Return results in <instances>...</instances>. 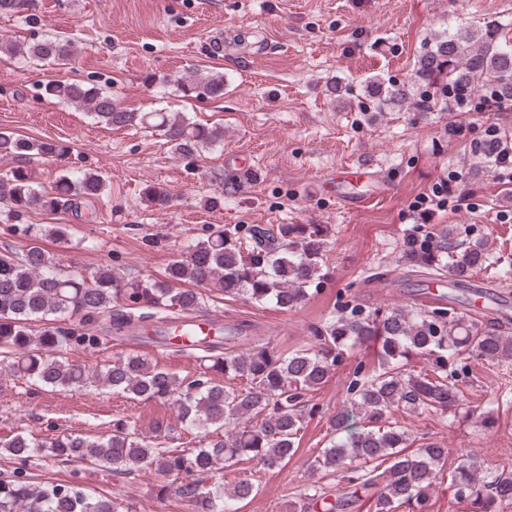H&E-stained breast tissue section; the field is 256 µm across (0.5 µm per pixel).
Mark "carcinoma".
Here are the masks:
<instances>
[{
  "instance_id": "1",
  "label": "carcinoma",
  "mask_w": 512,
  "mask_h": 512,
  "mask_svg": "<svg viewBox=\"0 0 512 512\" xmlns=\"http://www.w3.org/2000/svg\"><path fill=\"white\" fill-rule=\"evenodd\" d=\"M37 0H0V13L36 10ZM0 51L26 62L66 66L78 55L74 41L53 37L0 45ZM417 73L424 81L414 101L419 114L443 100L441 89L481 97L488 93L512 99V29L490 21L448 29L421 55ZM185 97L224 94V74L189 69L173 80ZM41 95L83 109L108 126L152 129L182 159L194 160L224 139L218 127L169 112H134L111 92L81 82L48 80ZM70 147L56 141L30 140L0 132V158L12 166L0 173V204L19 220L30 211L76 208L102 194L101 176L66 171L47 191L36 186L29 163L62 157ZM145 199L165 206L167 189L148 186ZM331 228L326 224H278L243 229L237 225L209 229L188 243L167 267L164 279L125 280L100 269L91 279L60 272L55 256L41 245L18 256L0 253V353L15 376L41 388L71 391L97 384L133 401H170L182 428L203 435L204 443L188 452L167 448L161 435H143L123 419L101 438L81 434L42 440L18 433L4 450L20 463L50 452L62 463L93 460L99 466L127 471L149 469L178 483L177 494L192 512H237L235 502L257 494L256 485L240 477L237 466L256 462L266 471L280 469L297 451L299 434L316 405L312 397L335 367L355 348H370L377 367L365 372L358 362L348 390L349 406L331 416V438L310 463L314 471L336 473L342 487L326 512L358 507L365 512H430L438 489L448 490L449 507L468 512H498L512 503V470L487 481L473 459L447 468L450 448L426 437L418 440L393 420L397 413L456 412L455 387L448 382V362L466 356L496 365L512 364V335L482 328L437 304L429 308H378L370 313L345 304L313 329L304 349L282 352L268 345L246 352L224 350L223 337L204 343V371L179 378L147 357L128 354L89 370L62 358L63 348L99 344L98 321L112 304L123 310L110 316L121 330L144 319V307L170 315L196 311L203 289L290 310L305 303L322 276ZM402 258L430 276L448 271L462 284L489 259L484 240L459 239L457 226L408 238ZM77 316L85 331L39 330L32 323L46 317ZM432 361L430 373L417 372L412 359ZM0 512H122L120 506L84 490L44 481L35 484L21 469L0 479Z\"/></svg>"
}]
</instances>
